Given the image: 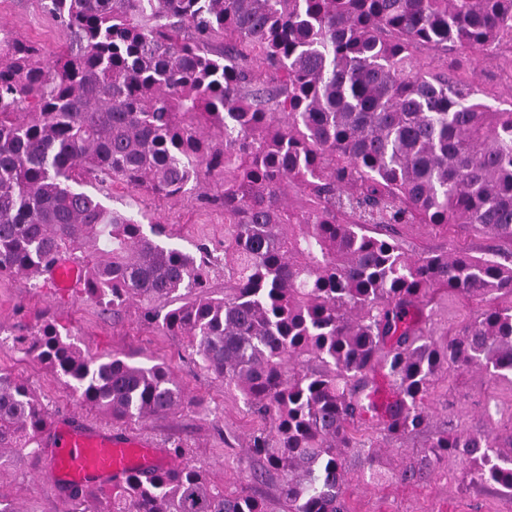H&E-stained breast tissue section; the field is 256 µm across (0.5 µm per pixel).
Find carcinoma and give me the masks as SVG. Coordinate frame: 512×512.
<instances>
[{
	"label": "carcinoma",
	"mask_w": 512,
	"mask_h": 512,
	"mask_svg": "<svg viewBox=\"0 0 512 512\" xmlns=\"http://www.w3.org/2000/svg\"><path fill=\"white\" fill-rule=\"evenodd\" d=\"M63 50L0 28V276L37 279L64 257L118 318L184 337L261 423L252 485L184 464L108 488L77 512H348L346 456L376 475L378 441L422 449L394 478L423 483L450 458L512 496V425L437 429L439 373L512 383V103L495 107L448 52L498 61L512 0H42ZM213 179L224 257L171 247L168 225L110 208L98 185L155 197ZM494 237L487 257L400 243L403 226ZM224 264V295L207 291ZM453 292L481 303L457 333L421 325ZM15 342L114 424L194 403L165 363L90 357L37 317ZM394 399L378 408L376 377ZM50 412L0 370V462L38 456Z\"/></svg>",
	"instance_id": "obj_1"
}]
</instances>
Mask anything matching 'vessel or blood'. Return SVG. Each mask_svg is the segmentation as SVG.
I'll use <instances>...</instances> for the list:
<instances>
[{
  "label": "vessel or blood",
  "instance_id": "vessel-or-blood-1",
  "mask_svg": "<svg viewBox=\"0 0 512 512\" xmlns=\"http://www.w3.org/2000/svg\"><path fill=\"white\" fill-rule=\"evenodd\" d=\"M48 278L57 288H78L83 271L62 259L49 270ZM42 444L49 469L81 487L108 485L131 474L151 475L162 458L157 443L147 435L112 432L82 419L51 420Z\"/></svg>",
  "mask_w": 512,
  "mask_h": 512
}]
</instances>
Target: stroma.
Instances as JSON below:
<instances>
[{"instance_id":"stroma-1","label":"stroma","mask_w":512,"mask_h":512,"mask_svg":"<svg viewBox=\"0 0 512 512\" xmlns=\"http://www.w3.org/2000/svg\"><path fill=\"white\" fill-rule=\"evenodd\" d=\"M0 25L16 37L34 42L53 53L69 42L40 0H0ZM452 69L472 73L487 103L507 107L512 103V70L492 63H476L473 54L458 51L448 56ZM109 206L169 224L171 246L194 250L199 243L224 247V211L206 205L197 191L171 199L156 198L123 184L104 189ZM409 254L425 249H469L481 256L495 248V240L479 233L449 232L435 237L417 226L400 231ZM145 307L130 305L121 319H113L96 302L80 292L60 295L41 279L0 276V369L27 381L56 418L78 416L109 430L111 420L85 406L44 365L25 355L16 336L30 328L39 314H46L88 355L127 354L136 361L168 364L180 384L193 396V405L135 428L157 438L163 449L180 444L183 462L203 468L210 479L226 490L246 485L250 473L246 458L249 437L258 422L236 390L225 388L200 365L182 337L169 336L148 325ZM434 427L458 425L468 432H484L512 418V384L491 382L475 370H451L428 399ZM415 438L402 448L380 449L377 467L387 478L371 480L355 458H348L344 494L350 512H512V497L493 489L464 484L458 461L440 465L425 483L394 480L393 472L422 445ZM72 486L51 473L45 459L23 457L0 467V492L20 512H73Z\"/></svg>"}]
</instances>
